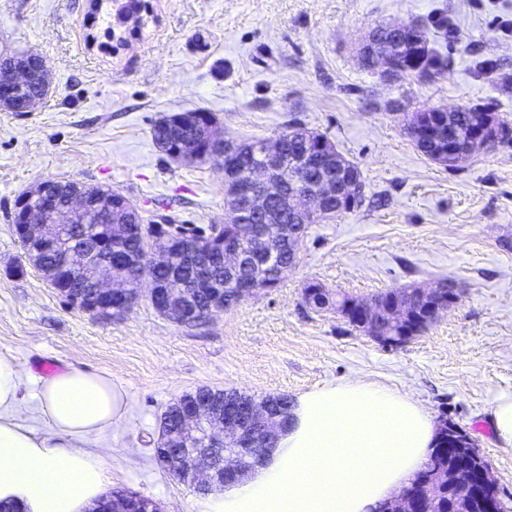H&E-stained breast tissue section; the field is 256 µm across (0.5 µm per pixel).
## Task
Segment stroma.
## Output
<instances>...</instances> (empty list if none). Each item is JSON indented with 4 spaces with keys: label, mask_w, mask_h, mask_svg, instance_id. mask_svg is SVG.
<instances>
[{
    "label": "stroma",
    "mask_w": 512,
    "mask_h": 512,
    "mask_svg": "<svg viewBox=\"0 0 512 512\" xmlns=\"http://www.w3.org/2000/svg\"><path fill=\"white\" fill-rule=\"evenodd\" d=\"M128 46L108 45L90 0H0V55L36 53L51 70L31 112L0 110V356L42 375L52 362L111 372L122 417L102 436L112 490L162 512H201L203 496L154 459L166 406L200 388L297 399L348 378L409 393L467 431L512 512V447L494 434L495 400L512 396V145L448 169L407 135L424 107L491 106L512 126V0H149ZM417 20L448 69L383 82L358 43ZM194 108L228 137L272 139L289 120L326 135L360 170L362 205L311 225L277 288L197 328L147 299L105 319L67 303L25 262L17 198L44 179L112 187L158 224L224 221V165L176 161L152 128ZM454 280L459 302L404 348L378 345L304 304L311 284L368 299Z\"/></svg>",
    "instance_id": "35a3bbf8"
}]
</instances>
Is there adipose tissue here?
<instances>
[{
	"label": "adipose tissue",
	"mask_w": 512,
	"mask_h": 512,
	"mask_svg": "<svg viewBox=\"0 0 512 512\" xmlns=\"http://www.w3.org/2000/svg\"><path fill=\"white\" fill-rule=\"evenodd\" d=\"M35 387L39 426L19 418ZM107 371L49 378L0 356V502L20 512H89L112 482L98 437L121 417ZM267 464L205 512H371L425 462L436 430L407 393L351 379L302 394Z\"/></svg>",
	"instance_id": "ef3b65f1"
}]
</instances>
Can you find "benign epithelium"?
<instances>
[{
	"instance_id": "obj_1",
	"label": "benign epithelium",
	"mask_w": 512,
	"mask_h": 512,
	"mask_svg": "<svg viewBox=\"0 0 512 512\" xmlns=\"http://www.w3.org/2000/svg\"><path fill=\"white\" fill-rule=\"evenodd\" d=\"M119 27L139 24L137 13L145 9V2L133 9L124 8L119 0ZM386 31L419 46L424 45L421 28L411 22L386 26ZM359 59L366 68L376 71L385 81H392L395 72H405L424 60L425 51L404 61L389 51L380 49V32L371 31L359 45ZM29 80V71L16 67L0 76V101L8 100L20 92ZM442 108H422L411 113L407 132L417 140L426 137L427 127L438 122ZM498 124L485 116L464 132H456L454 143L437 155L436 163L456 167L465 163L475 152L492 148L499 142ZM290 139L301 145L303 151L285 156L283 139L266 140L260 150L261 166L257 172L242 173L224 178V223L249 224L248 241L239 236L227 237L216 230L210 245L198 258V250L189 249L193 256V273L173 288H164L157 278H152L134 267L136 279L148 281L146 297L152 306L180 326L192 327L220 315L237 302L254 296L260 291L275 287L297 263L301 239L307 224L347 212V207L364 195V184L359 175L350 171L345 159L336 162V169L313 173V159L337 153L332 144L302 128L296 129ZM175 154L187 159L204 155L208 159L224 160V170H229V153L210 149L203 151L191 139L179 143ZM54 181H41L16 202L21 215L17 238L23 240L26 259H31L30 244L39 240L42 247L52 250L56 266L45 274L48 281L56 280L61 273L86 264L91 254L87 247L62 244L60 225L102 223V213L91 198L76 193L69 197L66 206H58L52 195ZM288 214L294 224L288 229V263L278 261L279 253L271 248L268 224L279 214ZM124 261L121 253L109 254L97 261L89 274L96 283L98 293L112 299L110 307L100 312L110 317L131 308L138 298L128 294L131 281L127 272H117L115 266ZM224 272V289L210 301L208 307L198 312L182 314V305L206 284L215 280V274ZM416 297L429 310V322L436 321L459 300L460 293L453 281L438 283L431 288H417ZM304 302L315 312L333 308L327 295L316 288L304 291ZM365 323L370 327L371 338L386 348L400 346L398 337L383 336L374 322L382 316L394 324H407L414 320L413 311L406 302L396 301L386 307L380 301L362 299L359 304ZM217 395L202 397L193 394L180 397L174 404L181 407L178 424L165 438L166 447L173 450L176 465L192 481L197 491L209 493L213 487L240 484L252 470L266 458L265 449L276 447L278 436L288 429L290 416L273 399H244L239 393L224 392V413L214 410ZM440 431L447 436L448 447L456 449L461 462L456 467L454 483L463 491L477 498L478 486L473 481L474 472L482 474L483 484L495 487V477L490 463L471 448L469 435L452 422L443 421ZM101 512H132L130 499L114 495L102 503ZM374 512H410L406 491L401 490L379 505Z\"/></svg>"
}]
</instances>
